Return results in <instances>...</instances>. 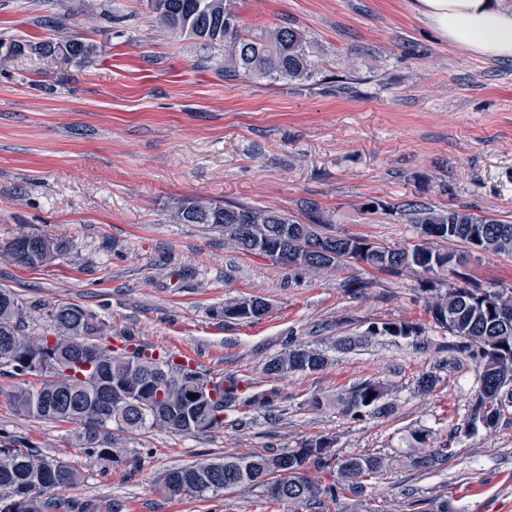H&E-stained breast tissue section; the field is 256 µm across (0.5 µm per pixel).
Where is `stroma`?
Masks as SVG:
<instances>
[{
  "label": "stroma",
  "instance_id": "obj_1",
  "mask_svg": "<svg viewBox=\"0 0 512 512\" xmlns=\"http://www.w3.org/2000/svg\"><path fill=\"white\" fill-rule=\"evenodd\" d=\"M241 27L293 26L322 53L326 72L307 81L224 77V53L172 34L150 0H0V247L19 232L69 242L33 270L0 260V287L27 306L66 301L107 321L114 346L138 343L198 356L199 370L275 389L272 405L246 409L247 423L206 435L152 429L130 445L137 469L109 470L77 453L70 427L17 416L0 396V432L82 464L63 492L102 498L122 512H310L256 490L224 498H171L156 484L171 467L249 448H295L335 437L343 453H383L387 472L367 489V512H414L413 500L445 495L457 512H512V409L496 431L464 432L478 387L473 360L453 356L449 335L425 311L423 277L387 275L351 262L301 272L242 253L223 234L170 217L175 199L243 203L314 217L341 237L390 247L419 243L400 210L416 202L512 222V61L449 45L412 0H232ZM79 35L84 60L35 52V43ZM355 75L352 93L339 77ZM465 256L436 285L466 277L512 287V255ZM370 281L365 290L357 280ZM270 304L255 324L224 320L225 301ZM422 324L420 338L377 336L340 352L337 337L372 324ZM325 350L321 371L271 377L264 363L288 342ZM438 382L427 395L424 373ZM383 380L392 414L353 420L311 411L305 398L364 379ZM431 431L429 449L450 448L427 472L405 462L408 433Z\"/></svg>",
  "mask_w": 512,
  "mask_h": 512
}]
</instances>
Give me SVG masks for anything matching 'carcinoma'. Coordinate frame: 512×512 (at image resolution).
Listing matches in <instances>:
<instances>
[{"mask_svg":"<svg viewBox=\"0 0 512 512\" xmlns=\"http://www.w3.org/2000/svg\"><path fill=\"white\" fill-rule=\"evenodd\" d=\"M157 19L170 30L205 46L224 48V77L241 75L251 79L312 78L323 70L304 33L280 26L260 34L239 28L230 0H152ZM41 53L61 51L83 59L89 45L78 38L46 40L31 45ZM196 213L195 223L224 232V237L241 250L245 242L236 223L239 216L253 224L288 226L284 248L303 260L295 269L334 270L351 260L369 269L389 274L416 270L436 274L456 260V254L439 249L438 240L460 241L479 252L512 254V223L460 210L435 212L408 203L403 209L410 223L421 230L423 243L391 248L362 237H340L320 230L322 222L300 224L287 215L247 204L218 205L198 198L180 199ZM66 243L46 235L21 233L0 250V258L25 269L46 265L51 252L61 256ZM238 321L249 322L269 313L263 302L236 300ZM427 312L434 323L448 332V351L467 354L479 371V389L469 408L467 430L494 429L512 401L503 397L512 385V288H474L454 284L435 289ZM26 311L18 294L0 288V369L10 376L31 377L32 382L14 385L4 392L14 411L24 417L61 425H73V447L112 467L135 462V450L127 447L125 435L164 429L178 435H204L227 424L241 426L242 419L225 422L227 413L243 407L273 403L275 392L255 393L234 377L204 374L189 362L166 351L134 342L114 348L102 341L109 324L91 310L71 302L49 307L42 318L47 327L36 337L24 335ZM371 335L392 338L415 337L423 328L411 322H382L368 329ZM329 362L326 352L297 344L264 365L271 377L291 372H317ZM197 395L193 399L189 394ZM314 410L334 407L343 415L360 420L389 411L388 387L376 379H364L333 396L315 395L309 400ZM424 428L409 432L408 462L415 469L429 470L437 456L421 451L429 441ZM0 512H54L58 493L83 480L79 467L33 445L14 446L1 436ZM336 440L329 436L306 438L299 447L244 450L219 459H202L175 466L161 478V491L171 497L215 499L242 489L267 491L274 484L281 494L274 500L308 503L325 507V499L336 503V512H361L362 497L369 481L389 466L379 454L336 453ZM336 476L331 485L311 481L309 469ZM71 512H120L112 502L87 499L74 504ZM418 512H454L443 497L419 501Z\"/></svg>","mask_w":512,"mask_h":512,"instance_id":"carcinoma-1","label":"carcinoma"}]
</instances>
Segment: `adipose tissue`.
Masks as SVG:
<instances>
[{
  "label": "adipose tissue",
  "instance_id": "adipose-tissue-1",
  "mask_svg": "<svg viewBox=\"0 0 512 512\" xmlns=\"http://www.w3.org/2000/svg\"><path fill=\"white\" fill-rule=\"evenodd\" d=\"M417 14L452 45L512 59V7L500 0H414Z\"/></svg>",
  "mask_w": 512,
  "mask_h": 512
}]
</instances>
